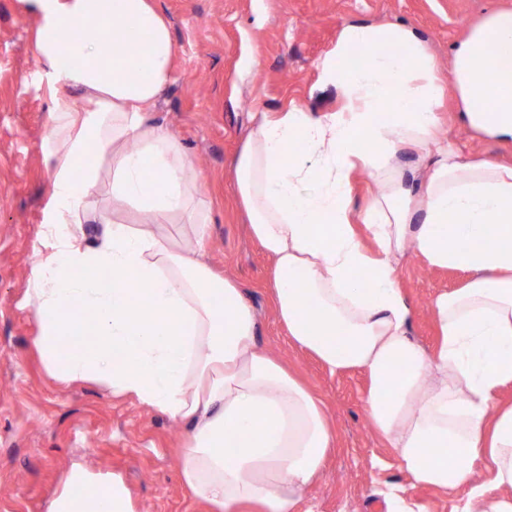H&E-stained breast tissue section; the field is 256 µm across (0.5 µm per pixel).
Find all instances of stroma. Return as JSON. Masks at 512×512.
Masks as SVG:
<instances>
[{"label": "stroma", "instance_id": "stroma-1", "mask_svg": "<svg viewBox=\"0 0 512 512\" xmlns=\"http://www.w3.org/2000/svg\"><path fill=\"white\" fill-rule=\"evenodd\" d=\"M155 2L172 25L177 56L174 81L150 117L198 164L212 209L208 260L242 285L257 314V346L323 398L336 426L339 444L295 512H386V494L407 478L366 420V378L329 374L292 346L273 310L268 262L236 207L227 171L261 114L294 103L317 115L340 107L336 90L321 87L317 64L345 22L414 26L445 81L451 44L487 14L512 10V0ZM36 26L22 0H0V512H46L75 464L120 475L136 512H207L180 477V423L97 385L54 381L30 347L37 320L24 288L49 182L40 145L50 91L33 52ZM438 112L444 136L472 159L512 166V143L469 130L453 95ZM468 278L465 270H432L417 258L402 266L401 285L416 308L413 339L436 346L430 303Z\"/></svg>", "mask_w": 512, "mask_h": 512}]
</instances>
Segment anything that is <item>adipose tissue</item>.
I'll use <instances>...</instances> for the list:
<instances>
[{"instance_id":"adipose-tissue-1","label":"adipose tissue","mask_w":512,"mask_h":512,"mask_svg":"<svg viewBox=\"0 0 512 512\" xmlns=\"http://www.w3.org/2000/svg\"><path fill=\"white\" fill-rule=\"evenodd\" d=\"M51 99L49 189L25 285L53 379L131 396L185 429L180 476L211 512H292L335 435L323 400L255 342L240 284L205 259L210 205L181 141L150 108L176 46L154 0H26ZM463 124L512 142V11L451 46ZM435 58L401 23H345L318 63L339 109L263 116L229 178L270 263L292 343L332 374H366L365 412L412 485L459 512H512V167L440 142ZM418 156L403 161L405 150ZM379 190L355 209L356 176ZM371 234L367 249L352 212ZM103 226L87 240L83 224ZM472 279L438 295L440 340L411 337L407 254ZM495 495L473 481L475 462ZM134 512L123 480L75 467L48 512Z\"/></svg>"}]
</instances>
